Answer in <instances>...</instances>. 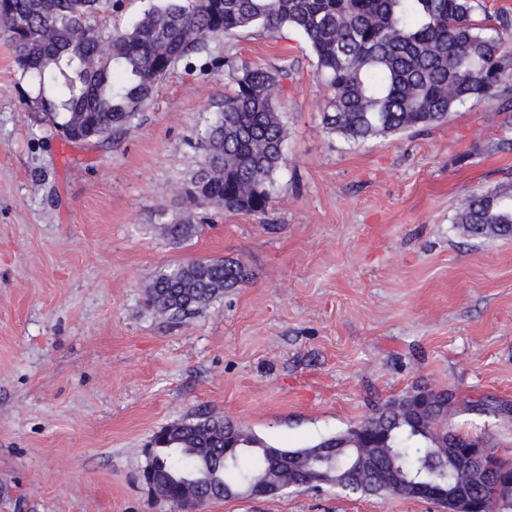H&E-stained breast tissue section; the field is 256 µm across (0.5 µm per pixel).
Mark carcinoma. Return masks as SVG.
<instances>
[{
	"instance_id": "obj_1",
	"label": "carcinoma",
	"mask_w": 512,
	"mask_h": 512,
	"mask_svg": "<svg viewBox=\"0 0 512 512\" xmlns=\"http://www.w3.org/2000/svg\"><path fill=\"white\" fill-rule=\"evenodd\" d=\"M106 0H0V35L38 111L69 141L106 139L126 128L180 61L216 36L257 28L300 32L327 92L322 122L349 142L388 137L447 119L496 96L506 74L503 41L473 23L472 0H158L125 29L90 24ZM235 84L203 133L206 157L179 189L182 218L167 226L184 243L201 232L196 210L264 213L274 199L288 129L277 102L288 65L238 66ZM455 223L471 239L512 238V192L466 200ZM244 267L206 259L166 268L146 305L172 318L194 315L244 281ZM455 402L416 383L372 408L364 420L301 448L274 446L223 417H189L153 464L166 504L181 508V483H198L197 508L238 497L247 487L276 492L289 484H329L374 496L423 499L435 490L479 501L512 465L489 470L465 454L489 445L448 426Z\"/></svg>"
}]
</instances>
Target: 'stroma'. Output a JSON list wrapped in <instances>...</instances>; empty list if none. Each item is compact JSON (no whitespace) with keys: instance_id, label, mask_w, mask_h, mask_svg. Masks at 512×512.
Instances as JSON below:
<instances>
[{"instance_id":"stroma-1","label":"stroma","mask_w":512,"mask_h":512,"mask_svg":"<svg viewBox=\"0 0 512 512\" xmlns=\"http://www.w3.org/2000/svg\"><path fill=\"white\" fill-rule=\"evenodd\" d=\"M288 64V142L267 212L209 205L172 245L177 190L232 89L212 62ZM306 39L257 29L176 65L130 127L70 142L28 106L0 38V512H164L141 482L163 426L215 415L299 448L418 382L512 408V240L475 241L461 199L512 190V75L439 124L360 143L326 130ZM233 259L207 310L148 311L164 268ZM449 427L512 460V418ZM201 512H439L334 487Z\"/></svg>"}]
</instances>
